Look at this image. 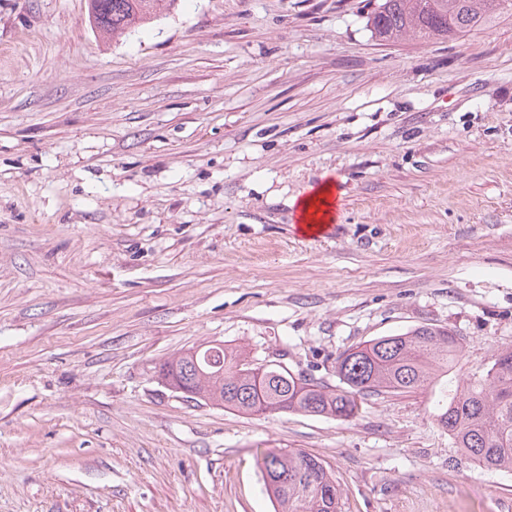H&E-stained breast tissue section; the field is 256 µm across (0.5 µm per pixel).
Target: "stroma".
Listing matches in <instances>:
<instances>
[{
	"mask_svg": "<svg viewBox=\"0 0 512 512\" xmlns=\"http://www.w3.org/2000/svg\"><path fill=\"white\" fill-rule=\"evenodd\" d=\"M376 0H179L118 39L87 0H0V512H274L268 448L342 512H512L434 388L348 420L244 415L157 376L219 341L338 384L420 326L512 349V9L442 42ZM338 183L330 234L294 201Z\"/></svg>",
	"mask_w": 512,
	"mask_h": 512,
	"instance_id": "stroma-1",
	"label": "stroma"
}]
</instances>
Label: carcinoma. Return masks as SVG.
<instances>
[{
  "label": "carcinoma",
  "mask_w": 512,
  "mask_h": 512,
  "mask_svg": "<svg viewBox=\"0 0 512 512\" xmlns=\"http://www.w3.org/2000/svg\"><path fill=\"white\" fill-rule=\"evenodd\" d=\"M175 0H88L90 22L101 34L118 37L160 16ZM505 0H379L367 26L381 41L407 36L456 40L495 19ZM462 352L460 338L444 328L419 327L381 336L336 358L339 384L293 374L279 364L265 370L256 388L246 356L221 344L189 349L169 360L194 382L197 399L217 401L253 414L258 399L269 412L349 419L371 394L405 393L443 383L438 425L477 466L512 472V350L498 354L479 377L453 388L443 382ZM264 491L278 512H341L340 491L326 465L303 451L267 449L261 456Z\"/></svg>",
  "instance_id": "obj_1"
}]
</instances>
